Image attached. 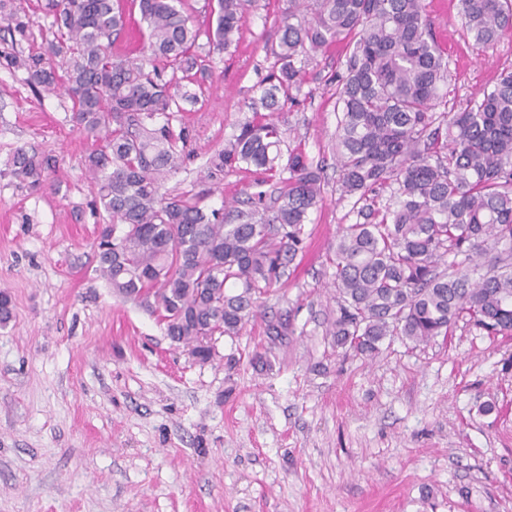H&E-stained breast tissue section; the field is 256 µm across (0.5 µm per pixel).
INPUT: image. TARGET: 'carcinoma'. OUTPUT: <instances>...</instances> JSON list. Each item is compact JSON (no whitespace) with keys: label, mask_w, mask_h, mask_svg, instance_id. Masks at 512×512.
<instances>
[{"label":"carcinoma","mask_w":512,"mask_h":512,"mask_svg":"<svg viewBox=\"0 0 512 512\" xmlns=\"http://www.w3.org/2000/svg\"><path fill=\"white\" fill-rule=\"evenodd\" d=\"M247 2L216 0L215 23L202 28L183 0H46L49 54L0 53V67L25 70L35 88L64 90L76 123L100 142L84 160L95 204L112 218L99 232L96 272L201 363L215 354L205 338L239 335L295 260L322 199L323 169L283 151L278 115L305 66L342 44L336 172L356 222L336 238L327 335L373 358L388 337L428 344L461 319L489 336L511 334L512 70L459 111H437L448 104V52L424 0H287L252 119L206 162L204 181L213 183L254 168L245 199L209 209V188L167 191L188 156L189 132L173 121L180 102L197 100L178 88L238 43ZM460 5L473 45L487 48L512 32V0ZM135 9L146 41L136 56L117 55L112 46ZM0 16L14 22L12 36L33 37L13 0H0ZM9 166L39 189L56 160L20 149ZM489 249L504 265L483 273L477 257ZM264 322L273 343L293 333L288 311Z\"/></svg>","instance_id":"obj_1"}]
</instances>
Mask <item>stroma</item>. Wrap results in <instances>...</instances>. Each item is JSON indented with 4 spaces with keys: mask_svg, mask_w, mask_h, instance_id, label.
I'll use <instances>...</instances> for the list:
<instances>
[{
    "mask_svg": "<svg viewBox=\"0 0 512 512\" xmlns=\"http://www.w3.org/2000/svg\"><path fill=\"white\" fill-rule=\"evenodd\" d=\"M45 0H16L34 38L0 19V53L52 40ZM448 50V101L465 106L512 69V35L486 50L463 34L458 0H425ZM286 0H252L238 47L213 57L178 120L193 154L167 187L199 188L210 154L251 118ZM345 49L310 64L282 113L290 148L323 166V200L303 248L260 300L291 310L269 345L262 320L215 342L201 364L156 319L97 277L99 225L84 158L95 143L63 94L0 67V512H512V335L458 322L444 339L399 336L373 358L336 347L326 292L333 246L352 224L331 146ZM22 147L57 158L33 191L8 162ZM268 353L271 369L249 360ZM491 412H483L485 404Z\"/></svg>",
    "mask_w": 512,
    "mask_h": 512,
    "instance_id": "35a3bbf8",
    "label": "stroma"
}]
</instances>
